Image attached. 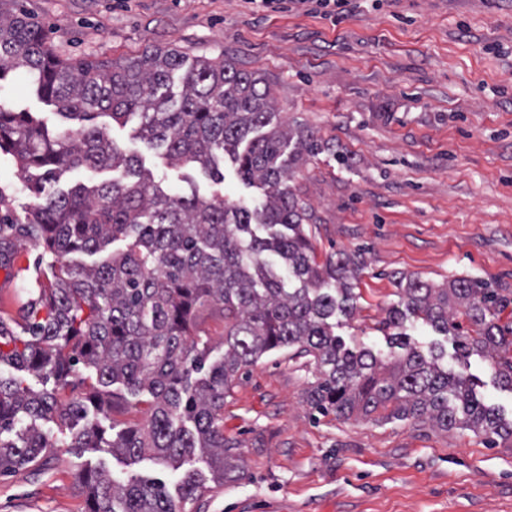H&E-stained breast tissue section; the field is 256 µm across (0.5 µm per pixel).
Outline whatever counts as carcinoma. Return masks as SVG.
I'll return each mask as SVG.
<instances>
[{
  "label": "carcinoma",
  "mask_w": 512,
  "mask_h": 512,
  "mask_svg": "<svg viewBox=\"0 0 512 512\" xmlns=\"http://www.w3.org/2000/svg\"><path fill=\"white\" fill-rule=\"evenodd\" d=\"M0 0V80L23 71L70 124L51 133L28 112L0 103V151L37 185L62 168L120 170L122 180L93 189L76 185L48 193L26 224H0V265L16 242L43 248V279L35 303L21 308L28 335L0 316V364L43 373L73 390L66 400L32 393L20 378L0 377V476L47 458L56 444L31 421L51 418L73 427L71 448H110L135 462L150 455L169 466L195 453L219 484L242 477L239 444L224 436V399L242 371L264 355L290 349L289 359L313 367L312 410L327 416L379 414L443 431L457 427L512 437V418L480 400L470 376L449 373L439 355L426 358L400 331L410 317L448 334L457 349L491 361L499 387L512 392V298L476 278L455 277L436 288L418 277L397 278L401 298L382 321L397 351L384 360L351 349L336 335V313H353V284L362 270L338 252L324 262L304 227L308 208L288 184L292 169L316 156L314 133L273 122L271 84L230 59L188 58L152 50L128 62L58 56L41 27ZM180 76L179 101L164 92ZM138 114L140 135L173 165L193 162L224 180L218 159L232 155L237 173L266 189L253 209L195 195L176 196L144 173L106 130L93 124ZM126 248L98 261L117 242ZM467 328H462L461 320ZM224 325V354L209 359L208 321ZM115 384L147 393L143 425L118 432L88 419L108 417ZM85 512H180L167 485L152 477L81 473ZM206 491L183 473L178 498Z\"/></svg>",
  "instance_id": "obj_1"
}]
</instances>
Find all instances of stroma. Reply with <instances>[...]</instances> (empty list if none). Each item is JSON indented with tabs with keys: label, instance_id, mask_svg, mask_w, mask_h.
<instances>
[{
	"label": "stroma",
	"instance_id": "1",
	"mask_svg": "<svg viewBox=\"0 0 512 512\" xmlns=\"http://www.w3.org/2000/svg\"><path fill=\"white\" fill-rule=\"evenodd\" d=\"M48 45L72 61H127L174 48L189 57L229 55L272 85L279 120L303 125L321 152L293 170L309 206L318 255H359L355 310L337 316L351 348L389 354L381 321L400 298L393 278L434 285L473 276L512 294V0H348L337 19L301 13L252 18L241 0H14ZM0 102L49 130L66 126L24 72L0 82ZM113 142L178 195L254 207L262 189L232 161L223 181L172 165L127 123L100 116ZM40 200L13 158L0 153V222L24 224ZM41 250L18 243L4 269L0 310L15 333L35 297ZM422 353L468 369L479 398L512 413L488 360L464 358L454 336L420 321L406 328ZM313 380L287 351L262 357L224 403V434L240 446L242 479L212 487L183 512H512V438L443 432L409 420L336 419L312 411ZM38 427L53 456L0 476V512H83L79 475L175 484L149 459L129 465L106 449L73 448L55 421Z\"/></svg>",
	"mask_w": 512,
	"mask_h": 512
}]
</instances>
